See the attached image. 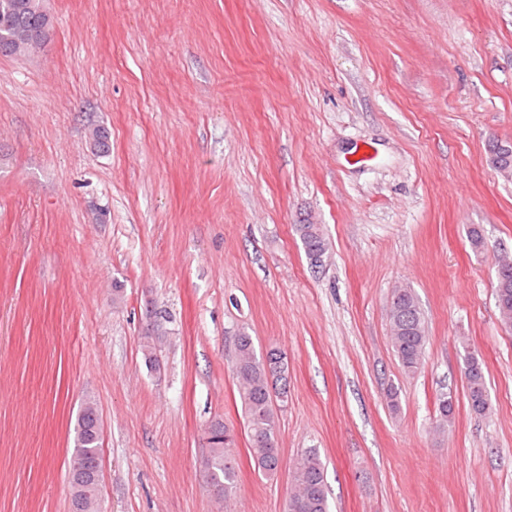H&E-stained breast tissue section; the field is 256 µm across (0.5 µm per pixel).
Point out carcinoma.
Returning a JSON list of instances; mask_svg holds the SVG:
<instances>
[{
    "mask_svg": "<svg viewBox=\"0 0 512 512\" xmlns=\"http://www.w3.org/2000/svg\"><path fill=\"white\" fill-rule=\"evenodd\" d=\"M42 0H0V55L22 56L31 53L41 42H33L34 34L48 33L50 17L41 6ZM489 164L500 173L512 174V143L493 140L488 144ZM298 235L308 260L329 253V242L319 224H296ZM502 277L496 280L495 300L504 328L512 329V258L497 261ZM389 338L404 375H415L423 364L427 330L424 314L409 288L393 290L389 307ZM166 315L154 311L155 332L144 333L142 355L147 368L161 373V363L154 343L161 334ZM233 374L244 410V433L249 444L255 470L266 479L281 470L277 448L278 414L275 403L288 404V358L285 353L270 348L256 349L253 337L246 330L233 337ZM465 396L469 409L484 416L491 408L482 362L478 354L462 344ZM437 420L434 430L445 433L455 417V399L446 393L437 398ZM95 403L87 400L80 410L74 436L70 465L101 460L102 433L96 430ZM238 432L221 421H213L205 430L206 453L202 460L207 486L216 498L228 504L238 494V470L234 458ZM100 482L89 478L78 483L74 501L80 512H98ZM286 512H331L325 477V464L319 449L307 448L296 460L290 474V490Z\"/></svg>",
    "mask_w": 512,
    "mask_h": 512,
    "instance_id": "cac0c4a2",
    "label": "carcinoma"
}]
</instances>
